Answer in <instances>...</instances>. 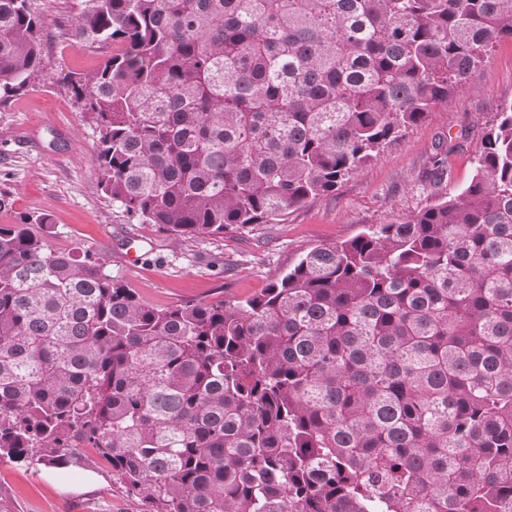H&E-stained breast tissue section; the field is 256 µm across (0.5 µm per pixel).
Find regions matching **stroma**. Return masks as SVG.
<instances>
[{"mask_svg": "<svg viewBox=\"0 0 512 512\" xmlns=\"http://www.w3.org/2000/svg\"><path fill=\"white\" fill-rule=\"evenodd\" d=\"M83 0H30L43 19L42 69L23 95L0 101V189L18 212L47 214L59 249L98 254L153 305L251 296L315 245L343 241L369 225L391 224L430 205L436 194L466 187L484 128L512 99V39L500 40L472 71L465 90L387 145L335 191L291 209L281 224H259L223 237L172 242L152 224H131L100 186L97 132L58 76L96 69L108 45L74 39ZM454 141L441 183L433 181L438 145ZM136 255L128 264L126 254ZM0 495L15 512H140L113 485L103 464L31 469L0 463Z\"/></svg>", "mask_w": 512, "mask_h": 512, "instance_id": "stroma-1", "label": "stroma"}]
</instances>
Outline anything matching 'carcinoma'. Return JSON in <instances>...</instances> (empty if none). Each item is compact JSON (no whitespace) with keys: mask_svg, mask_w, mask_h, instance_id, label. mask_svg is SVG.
Listing matches in <instances>:
<instances>
[{"mask_svg":"<svg viewBox=\"0 0 512 512\" xmlns=\"http://www.w3.org/2000/svg\"><path fill=\"white\" fill-rule=\"evenodd\" d=\"M42 19L0 0V100ZM60 81L103 192L175 240L280 224L466 87L512 0H84ZM470 184L160 308L0 190V462L92 448L143 512H512V102Z\"/></svg>","mask_w":512,"mask_h":512,"instance_id":"cac0c4a2","label":"carcinoma"}]
</instances>
